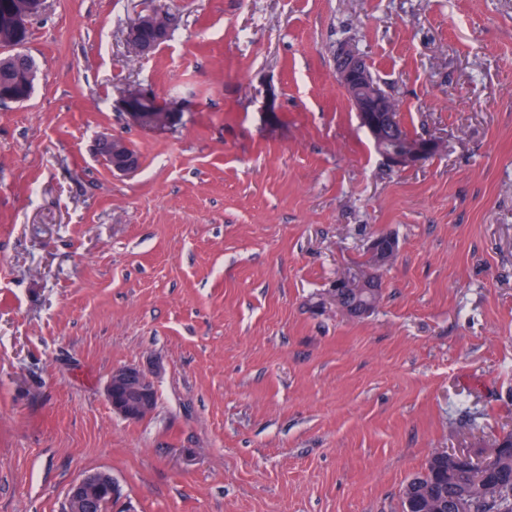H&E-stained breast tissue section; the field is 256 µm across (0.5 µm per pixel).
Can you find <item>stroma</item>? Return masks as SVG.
<instances>
[{
  "label": "stroma",
  "mask_w": 512,
  "mask_h": 512,
  "mask_svg": "<svg viewBox=\"0 0 512 512\" xmlns=\"http://www.w3.org/2000/svg\"><path fill=\"white\" fill-rule=\"evenodd\" d=\"M175 28L149 57L124 35ZM351 42L412 136L392 167L336 83ZM0 104V512H402L431 454L512 429V0H43ZM137 89L177 119L138 126ZM138 168L112 172L100 136ZM399 251L363 318L332 290ZM156 409L113 412V368ZM36 69L30 57L14 52L0 57V104L28 100L34 88ZM154 391L147 373L136 366L114 369L106 383V394L112 409L132 421L150 415L154 406ZM116 486L112 474L106 470L86 472L68 490L65 506L66 511L93 512L98 503L105 498H112Z\"/></svg>",
  "instance_id": "stroma-1"
}]
</instances>
